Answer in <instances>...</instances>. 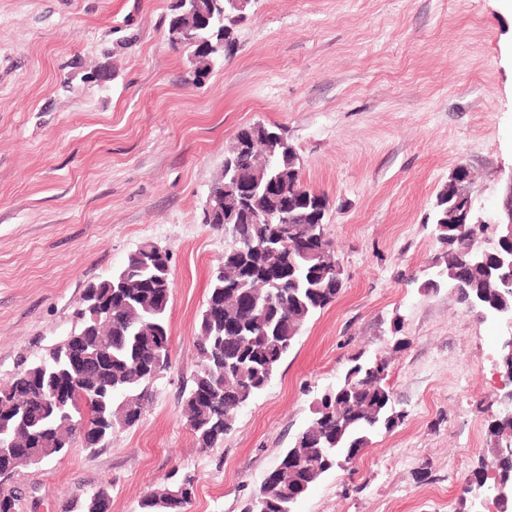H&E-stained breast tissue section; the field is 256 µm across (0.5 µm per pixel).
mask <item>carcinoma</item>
<instances>
[{"label": "carcinoma", "instance_id": "cac0c4a2", "mask_svg": "<svg viewBox=\"0 0 512 512\" xmlns=\"http://www.w3.org/2000/svg\"><path fill=\"white\" fill-rule=\"evenodd\" d=\"M222 4L224 0H218L215 8L209 0L204 2L213 12L210 28L200 33L211 44L209 60L200 62L207 71L233 57L237 26L244 19L220 9ZM234 141L242 148L231 156L240 168L254 172L252 206L268 210L286 192L294 198L298 219L285 226L253 224L242 212L233 217L232 235L219 263L224 280H210L207 303L224 304L225 317L244 332L228 339L224 324L211 321L205 309L200 313L198 360L182 416L202 448L214 447L233 429L237 412L220 409L224 400L247 404L262 392L306 323L333 302L342 287V271L332 251L311 260L284 244V238L303 236L313 225L324 233L329 211L325 195L307 197L294 146L285 136L266 134L258 124L240 128ZM451 206L449 192L440 191L431 225L446 251L427 281L433 288L457 274L459 249L465 245L461 222L452 216ZM467 278L469 294L500 300L501 290L490 285L483 267L472 268ZM96 287L103 296L101 307L112 310V321L96 317L80 303L74 328L76 334L90 333L89 374L103 382L91 395L90 428L78 431L80 415L71 403L48 399L50 389L70 377L72 353L64 341L0 384V443L19 441L27 448L40 444L64 452L79 439L84 447L96 449L115 430L134 426L150 405L153 383L171 365L168 359L158 366L153 356L157 338L169 336V306L156 295L170 290V254L162 256L156 243L144 242ZM399 418L390 388L364 370V363L355 362L343 381L320 399L314 416L282 453L278 483L261 487L244 512H293L324 473L351 452L367 447L375 431L393 428ZM488 435L493 443L512 437V421L489 423ZM30 466L22 455H0V477L13 479ZM182 510V502L164 488H154L139 502V512ZM67 512H104V500L95 490Z\"/></svg>", "mask_w": 512, "mask_h": 512}]
</instances>
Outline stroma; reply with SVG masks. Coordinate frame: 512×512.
<instances>
[{
    "label": "stroma",
    "mask_w": 512,
    "mask_h": 512,
    "mask_svg": "<svg viewBox=\"0 0 512 512\" xmlns=\"http://www.w3.org/2000/svg\"><path fill=\"white\" fill-rule=\"evenodd\" d=\"M171 3L0 0V382L67 336L85 288L142 242L171 255L172 365L150 406L100 448L22 469L18 512H65L103 485L111 512H138L174 472L193 480L187 512H244L355 357L388 359L401 420L295 512H474L464 488L494 451L512 325L422 282L444 251L427 217L454 169L474 172L490 226L512 176V0H256L233 57L198 83L191 49L168 39ZM256 122L285 130L303 185L328 197L343 281L202 449L181 396L224 255L203 208Z\"/></svg>",
    "instance_id": "35a3bbf8"
}]
</instances>
